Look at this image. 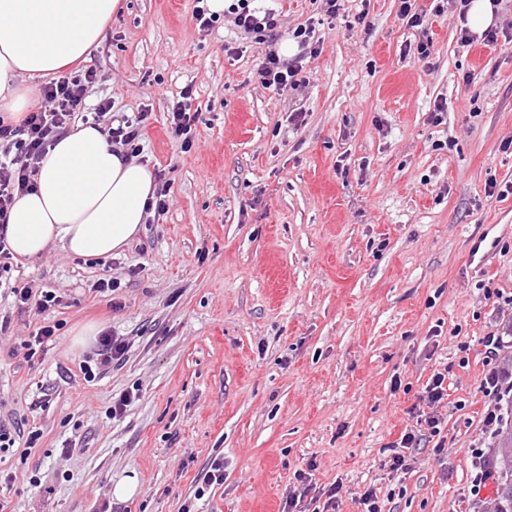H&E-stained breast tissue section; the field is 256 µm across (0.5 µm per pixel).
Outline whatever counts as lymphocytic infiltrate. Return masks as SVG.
<instances>
[{"label": "lymphocytic infiltrate", "instance_id": "lymphocytic-infiltrate-1", "mask_svg": "<svg viewBox=\"0 0 512 512\" xmlns=\"http://www.w3.org/2000/svg\"><path fill=\"white\" fill-rule=\"evenodd\" d=\"M254 0H232L227 8L233 24L241 33L269 43L270 48L254 72V79L262 87L277 92H288L306 86L307 62L321 53V41L314 23L296 26L291 37L299 47L298 54L283 58L273 44L279 37L280 15L272 8L257 9ZM97 80L94 68L88 67L59 76L43 88L44 106L28 112L21 123L13 124L0 117V273L9 272L10 251L6 229L9 211L17 197L29 191L37 173L38 162L58 136L66 134L83 107L90 88ZM112 102L100 100L95 108L97 120L105 121L109 139L122 145L128 158L140 157L144 147V130L148 113L133 119L110 121ZM505 341L502 334L493 331L484 338V363L487 371L481 388L488 400L484 425L490 434H497L505 421L502 402L512 397V376L499 364L500 351ZM129 344L124 337L108 331L102 332L96 342L91 359L81 370L85 378L93 379L102 368L124 360ZM448 375L435 373L427 382L410 409L414 420L399 439L388 445L382 462L389 477H401L412 468V449L421 443H431L435 453L445 449L446 438L441 414L448 405ZM315 463L294 474L283 500L282 512H338L342 499L340 483L320 485L314 482Z\"/></svg>", "mask_w": 512, "mask_h": 512}]
</instances>
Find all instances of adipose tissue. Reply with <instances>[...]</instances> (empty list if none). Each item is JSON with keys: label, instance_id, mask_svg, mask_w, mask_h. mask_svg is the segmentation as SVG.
Returning <instances> with one entry per match:
<instances>
[{"label": "adipose tissue", "instance_id": "ef3b65f1", "mask_svg": "<svg viewBox=\"0 0 512 512\" xmlns=\"http://www.w3.org/2000/svg\"><path fill=\"white\" fill-rule=\"evenodd\" d=\"M121 7V0H0V112L21 121L34 79L87 57ZM154 189L151 169L123 160L102 126L77 125L48 147L32 191L13 204L9 248L33 259L58 240L73 255L110 258L139 234Z\"/></svg>", "mask_w": 512, "mask_h": 512}]
</instances>
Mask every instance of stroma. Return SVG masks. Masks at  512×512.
<instances>
[{"instance_id": "35a3bbf8", "label": "stroma", "mask_w": 512, "mask_h": 512, "mask_svg": "<svg viewBox=\"0 0 512 512\" xmlns=\"http://www.w3.org/2000/svg\"><path fill=\"white\" fill-rule=\"evenodd\" d=\"M123 2L86 59L98 74L86 103L149 111L147 164L168 170L171 201L111 258L58 242L13 258L14 286L62 302L21 312L0 294V422L42 434L0 451L14 477L0 512H95L127 479L136 489L122 512H281L311 461L317 484H342L341 512H361L369 486L386 512H481L495 487L470 495L469 448L487 405L482 341L502 322L483 289L512 292V195L488 194L512 180V148L501 147L512 43L461 44L452 9L415 0L429 13L427 66L402 56L418 34L398 0H342L331 21L321 0H274L281 41L310 19L322 40L308 85L279 95L252 79L265 43L228 24L204 35L194 0ZM228 41L241 57L225 55ZM187 86L197 115L185 152L167 118ZM106 274L122 281L111 298L92 288ZM47 322L58 340L27 358ZM90 324L130 342L91 382L71 347ZM443 369L445 451L416 449L404 481L391 480L381 450ZM131 388L138 399L109 419L113 396ZM217 456L223 484L197 494Z\"/></svg>"}]
</instances>
